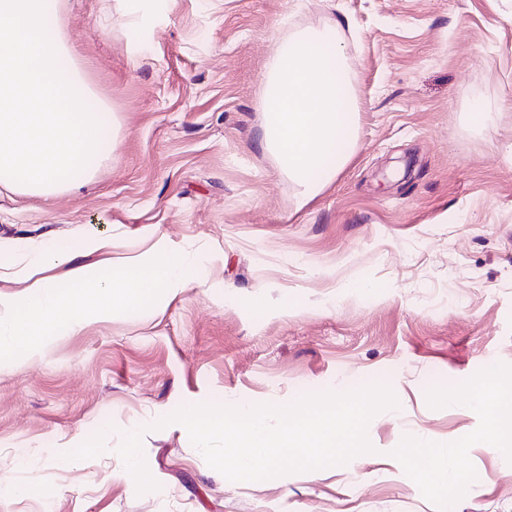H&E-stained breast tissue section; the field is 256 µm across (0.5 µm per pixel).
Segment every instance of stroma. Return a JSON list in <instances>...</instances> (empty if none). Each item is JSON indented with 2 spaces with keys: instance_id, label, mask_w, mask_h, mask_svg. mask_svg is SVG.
Returning <instances> with one entry per match:
<instances>
[{
  "instance_id": "35a3bbf8",
  "label": "stroma",
  "mask_w": 512,
  "mask_h": 512,
  "mask_svg": "<svg viewBox=\"0 0 512 512\" xmlns=\"http://www.w3.org/2000/svg\"><path fill=\"white\" fill-rule=\"evenodd\" d=\"M63 2L117 146L79 190L0 186V242L161 238L200 280L0 360V512H512V447L479 444L467 391L512 374V0ZM335 22L357 140L304 202L258 146L262 93L281 39ZM371 383L398 403L371 452L264 481L161 423Z\"/></svg>"
}]
</instances>
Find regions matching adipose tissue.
Segmentation results:
<instances>
[{
    "label": "adipose tissue",
    "instance_id": "ef3b65f1",
    "mask_svg": "<svg viewBox=\"0 0 512 512\" xmlns=\"http://www.w3.org/2000/svg\"><path fill=\"white\" fill-rule=\"evenodd\" d=\"M108 246L107 239L93 233L47 245L31 264L22 263L12 254L0 262V277L18 269L25 281L20 304L0 298L1 357L34 355L44 337L73 333L114 312L138 306L157 283H164L167 293L174 295L196 279L193 263L161 240L139 256L132 272L102 275L97 264L77 263V256H89ZM57 268L63 269V280L50 277V270ZM65 282L77 284V292H61ZM502 379L501 371H491L487 380L472 391L474 401L485 407L489 418L490 431L480 440L486 448L512 446V427L502 424L504 416H512V388L502 389Z\"/></svg>",
    "mask_w": 512,
    "mask_h": 512
}]
</instances>
